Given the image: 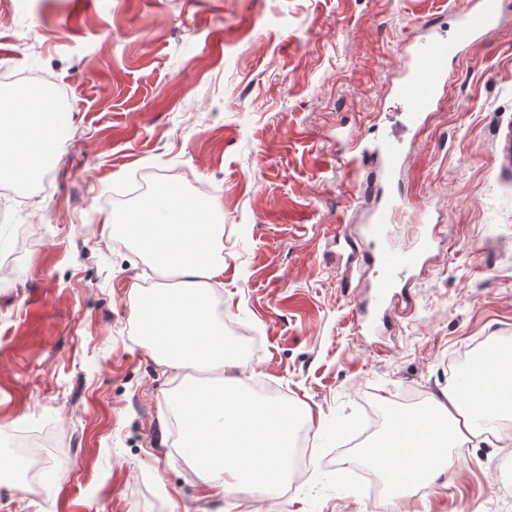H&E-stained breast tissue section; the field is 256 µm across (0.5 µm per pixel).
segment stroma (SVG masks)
Instances as JSON below:
<instances>
[{
    "label": "stroma",
    "instance_id": "obj_1",
    "mask_svg": "<svg viewBox=\"0 0 512 512\" xmlns=\"http://www.w3.org/2000/svg\"><path fill=\"white\" fill-rule=\"evenodd\" d=\"M468 0H0V76L53 84L68 137L41 185L9 201L0 241V426L41 438L37 496L0 486V512H512L473 439L440 493L390 500L344 462L361 401L440 397L470 345L512 337V0L499 26L448 65V82L385 193L430 204L436 239L386 326L356 333L370 280L332 256L338 224L364 223L336 133L395 125L390 83L426 28ZM224 215L226 335L237 371L312 415L314 475L260 497L210 495L171 427L174 387L133 335L129 284L150 277L121 223L137 173Z\"/></svg>",
    "mask_w": 512,
    "mask_h": 512
}]
</instances>
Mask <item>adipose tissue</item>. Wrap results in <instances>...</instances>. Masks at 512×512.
<instances>
[{
  "label": "adipose tissue",
  "instance_id": "obj_1",
  "mask_svg": "<svg viewBox=\"0 0 512 512\" xmlns=\"http://www.w3.org/2000/svg\"><path fill=\"white\" fill-rule=\"evenodd\" d=\"M60 131L44 97L1 101L0 167H9L16 181L42 174ZM215 215L167 184L144 197L124 223L104 224L101 234H121L152 268L178 278L173 288L133 283L131 300L137 336L175 374L172 403L196 480L219 494H264L292 470L298 422L286 403L258 401L231 380L242 360L213 312V285L224 275V227ZM485 396L495 417L512 416V379L490 377L478 397L449 388L426 412L376 436L364 456L380 467L393 498L438 492L441 474L487 430Z\"/></svg>",
  "mask_w": 512,
  "mask_h": 512
}]
</instances>
